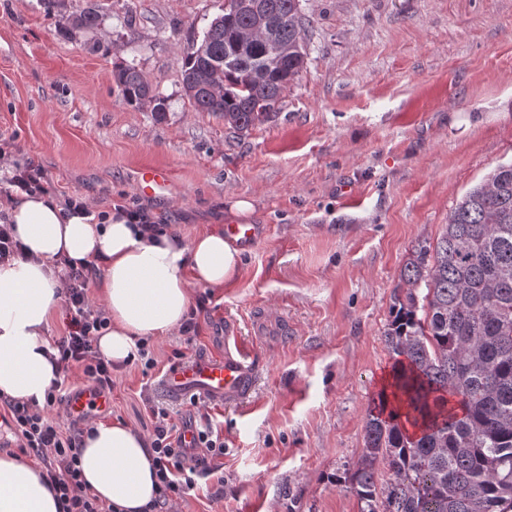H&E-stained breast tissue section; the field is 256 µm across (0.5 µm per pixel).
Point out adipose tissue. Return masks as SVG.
I'll use <instances>...</instances> for the list:
<instances>
[{
    "mask_svg": "<svg viewBox=\"0 0 512 512\" xmlns=\"http://www.w3.org/2000/svg\"><path fill=\"white\" fill-rule=\"evenodd\" d=\"M24 256L0 263V396L44 401L56 377L50 323L61 307L62 260L102 268L101 302L110 324L97 347L113 363L136 361L145 343L185 321L195 286L221 288L240 269V252L223 230L192 240L148 236L127 217L105 221L66 213L54 197L24 193L0 202ZM84 481L117 512H149L157 479L149 443L131 425L98 422L83 440ZM39 464L0 456V512H62Z\"/></svg>",
    "mask_w": 512,
    "mask_h": 512,
    "instance_id": "ef3b65f1",
    "label": "adipose tissue"
}]
</instances>
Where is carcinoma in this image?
<instances>
[{
    "instance_id": "obj_1",
    "label": "carcinoma",
    "mask_w": 512,
    "mask_h": 512,
    "mask_svg": "<svg viewBox=\"0 0 512 512\" xmlns=\"http://www.w3.org/2000/svg\"><path fill=\"white\" fill-rule=\"evenodd\" d=\"M260 2L258 15L252 0H224L185 56L194 111L234 134L275 118L306 64L300 0ZM103 17L91 0L69 23L95 30ZM114 81L126 105L167 112L136 65L117 67ZM384 338L406 412L382 402L367 413L348 478L359 512H512V164L456 203L436 242L412 250Z\"/></svg>"
}]
</instances>
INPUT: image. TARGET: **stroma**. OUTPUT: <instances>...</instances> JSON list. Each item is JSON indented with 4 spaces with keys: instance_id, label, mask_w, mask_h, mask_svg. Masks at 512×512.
Here are the masks:
<instances>
[{
    "instance_id": "35a3bbf8",
    "label": "stroma",
    "mask_w": 512,
    "mask_h": 512,
    "mask_svg": "<svg viewBox=\"0 0 512 512\" xmlns=\"http://www.w3.org/2000/svg\"><path fill=\"white\" fill-rule=\"evenodd\" d=\"M103 2L98 29L72 31L39 0H0V135L17 144L0 170L39 162L58 199L99 211L134 198L187 240L232 223L231 198L267 230L234 282L195 287L192 337L153 341L155 369L117 372L105 420L151 434L157 373L181 353H223L234 324L260 379L241 406L210 404L224 481L198 480L174 512H359L347 475L393 369L384 330L400 271L512 163V0H301L302 76L241 136L193 111L182 85L189 40L224 0ZM127 61L168 96L162 119L121 101ZM146 166L170 170L165 196L138 194Z\"/></svg>"
}]
</instances>
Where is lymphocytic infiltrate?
Returning <instances> with one entry per match:
<instances>
[{"label":"lymphocytic infiltrate","mask_w":512,"mask_h":512,"mask_svg":"<svg viewBox=\"0 0 512 512\" xmlns=\"http://www.w3.org/2000/svg\"><path fill=\"white\" fill-rule=\"evenodd\" d=\"M65 269L66 328L64 336L54 342L57 378L40 407L1 396L0 422L14 435L21 452L42 465L63 512H115L112 505L99 502L81 478L79 450L90 421L70 418L65 406L73 374H81L85 382L103 392L111 391L115 384L111 361L97 349L98 338L108 325L106 313L91 291L100 270L70 263ZM190 404V411L179 416L164 406L150 407L155 426L149 447L158 479L154 512H171L197 479L220 470L217 460L224 455V437L215 428L205 401L194 397ZM188 424L196 430L190 448L182 442V430Z\"/></svg>","instance_id":"1"}]
</instances>
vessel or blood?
<instances>
[{"mask_svg":"<svg viewBox=\"0 0 512 512\" xmlns=\"http://www.w3.org/2000/svg\"><path fill=\"white\" fill-rule=\"evenodd\" d=\"M172 181L170 171L164 167L142 168L137 180L140 195L159 197L166 195ZM227 240L239 249L255 247L264 236L258 224H229L224 228ZM258 362L251 350L237 348L220 355H203L187 360L169 369L157 382L158 391L179 399L197 393L209 401L225 405L242 399L255 384ZM111 404L109 395L84 386L75 389L69 397V406L76 415H98Z\"/></svg>","mask_w":512,"mask_h":512,"instance_id":"obj_1","label":"vessel or blood"}]
</instances>
